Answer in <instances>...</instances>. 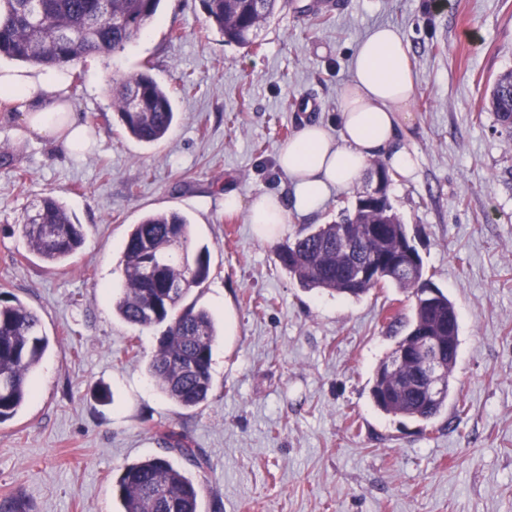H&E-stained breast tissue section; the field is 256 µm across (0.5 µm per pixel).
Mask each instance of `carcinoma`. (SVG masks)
Masks as SVG:
<instances>
[{
	"label": "carcinoma",
	"instance_id": "carcinoma-1",
	"mask_svg": "<svg viewBox=\"0 0 512 512\" xmlns=\"http://www.w3.org/2000/svg\"><path fill=\"white\" fill-rule=\"evenodd\" d=\"M210 25L226 44L245 48L255 43L259 30L288 0H203ZM0 0V57L33 66H63L89 57H107L135 42L155 20L161 0ZM490 104L504 129L512 130V71L494 82ZM112 109L125 131L139 142L161 140L172 127L171 93L149 73L141 72L115 82ZM346 226L356 250L347 252L336 236ZM190 223L178 212L146 215L132 225L123 251L124 284L113 309L128 324L139 328L164 327L147 372L158 389L184 408L205 402L212 389V353L219 337L216 320L203 308L181 306L192 288L209 275L205 248L189 262ZM22 232L29 247L43 261L58 264L80 248L83 227L57 198L46 196L25 215ZM408 242L406 226L387 202L378 209L357 206L343 209L330 224H306L275 249L280 265L305 289H321L359 298L373 288L391 284L415 298L408 317L393 315L390 326L404 328L398 344L418 338L434 325H448L457 316L444 293L430 298L423 265L410 274L381 265L375 275L348 283L357 264L380 252L392 256ZM183 288L167 304L166 282ZM49 346L37 313L6 294L0 299V424L12 419L31 395L29 379ZM383 380L374 372L371 396L387 415L430 421L448 404L451 383L438 401L400 390L401 402L382 396ZM167 449L202 467V460L181 434L161 435ZM122 512H198L199 486L165 456H151L125 468L113 488Z\"/></svg>",
	"mask_w": 512,
	"mask_h": 512
}]
</instances>
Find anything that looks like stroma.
Wrapping results in <instances>:
<instances>
[{
	"instance_id": "obj_1",
	"label": "stroma",
	"mask_w": 512,
	"mask_h": 512,
	"mask_svg": "<svg viewBox=\"0 0 512 512\" xmlns=\"http://www.w3.org/2000/svg\"><path fill=\"white\" fill-rule=\"evenodd\" d=\"M379 25L404 36L416 79L418 169L391 173L386 192L459 321L453 393L429 422L384 414L370 394L410 294L304 289L274 254L301 217L268 239L246 209H224L230 191H287L279 148L303 124L335 129L352 56ZM145 70L176 112L152 145L126 135L109 83ZM509 70L512 0H292L253 49L225 43L202 0H162L123 52L66 66L87 147L68 156L19 137V111L0 100V292L35 310L49 338L32 397L0 424V497L26 512H119L124 469L164 454L199 485L200 512H512V132L489 105ZM45 196L84 228L63 265L21 232ZM169 210L189 220L191 249L209 251L190 297L219 322L214 388L194 409L147 373L157 330L112 311L131 225ZM166 429L203 468L165 451Z\"/></svg>"
}]
</instances>
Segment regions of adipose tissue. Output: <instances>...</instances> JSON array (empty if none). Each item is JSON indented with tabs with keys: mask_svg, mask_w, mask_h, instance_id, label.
I'll return each instance as SVG.
<instances>
[{
	"mask_svg": "<svg viewBox=\"0 0 512 512\" xmlns=\"http://www.w3.org/2000/svg\"><path fill=\"white\" fill-rule=\"evenodd\" d=\"M66 73L56 67H0V97L17 104L30 136L74 153L87 128L66 103ZM415 81L409 49L390 26L371 29L351 61L338 94V134L320 122L305 124L283 145L277 165L290 182L289 194L253 196L252 224H287L290 217L321 212L332 193L352 189L371 160L380 158L402 176H413L417 156L407 145L413 123Z\"/></svg>",
	"mask_w": 512,
	"mask_h": 512,
	"instance_id": "1",
	"label": "adipose tissue"
}]
</instances>
